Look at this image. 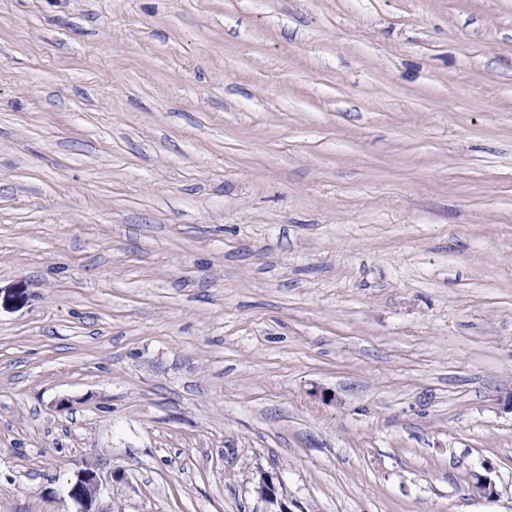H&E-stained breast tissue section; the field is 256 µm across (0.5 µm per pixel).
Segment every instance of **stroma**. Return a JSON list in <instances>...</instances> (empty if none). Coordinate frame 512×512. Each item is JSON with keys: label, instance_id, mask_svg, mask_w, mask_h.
I'll return each instance as SVG.
<instances>
[{"label": "stroma", "instance_id": "stroma-1", "mask_svg": "<svg viewBox=\"0 0 512 512\" xmlns=\"http://www.w3.org/2000/svg\"><path fill=\"white\" fill-rule=\"evenodd\" d=\"M88 464L512 512V0H0V512Z\"/></svg>", "mask_w": 512, "mask_h": 512}]
</instances>
